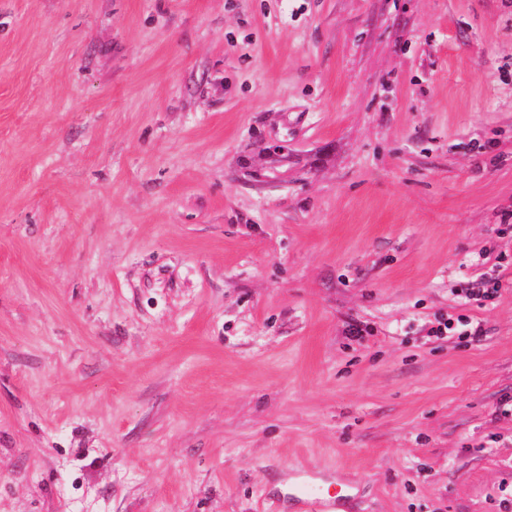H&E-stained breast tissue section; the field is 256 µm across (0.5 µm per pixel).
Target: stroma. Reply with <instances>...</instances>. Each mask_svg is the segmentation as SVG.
Returning a JSON list of instances; mask_svg holds the SVG:
<instances>
[{"label": "stroma", "mask_w": 512, "mask_h": 512, "mask_svg": "<svg viewBox=\"0 0 512 512\" xmlns=\"http://www.w3.org/2000/svg\"><path fill=\"white\" fill-rule=\"evenodd\" d=\"M302 464L512 512V0H0V512Z\"/></svg>", "instance_id": "1"}]
</instances>
